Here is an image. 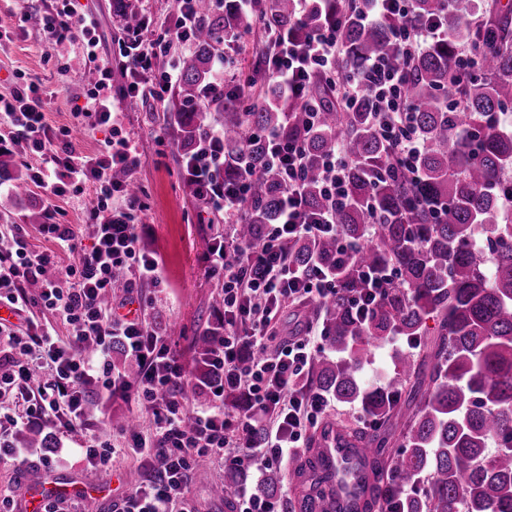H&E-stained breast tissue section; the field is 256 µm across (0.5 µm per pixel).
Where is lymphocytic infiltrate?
Here are the masks:
<instances>
[{
    "label": "lymphocytic infiltrate",
    "mask_w": 512,
    "mask_h": 512,
    "mask_svg": "<svg viewBox=\"0 0 512 512\" xmlns=\"http://www.w3.org/2000/svg\"><path fill=\"white\" fill-rule=\"evenodd\" d=\"M362 2L364 21L380 14L400 18L393 37L407 54L443 35L435 21L414 18V0ZM199 22L197 0H178L173 24L164 35L154 36L147 17L127 30L120 44L126 81L122 96L146 94L165 101L179 80V59L168 56L167 46L174 39L189 42ZM344 22V15H337L301 42L272 33L274 52L265 58L264 66L312 125L322 112L321 101L312 92L318 77L338 81L344 109L363 92L372 93L380 132L398 161L413 169L422 144L412 128L413 108L404 94L407 73L374 60L361 77L338 79V33ZM39 24L49 42L79 41L88 54H95L98 21L79 13L74 0H65L61 10L42 16ZM95 71L97 79L78 114L92 125L112 128L104 152L85 154L67 143L56 146L57 135L45 120L36 84H24L10 98H0V112L14 131V144L20 152L42 159L41 167L29 175L31 182L49 188L55 198L80 184L93 183L96 201L90 217L97 222L94 240L87 247L73 225L54 223L41 225L40 230L56 244V251L28 249L19 226L13 229L11 245L0 246V304L24 320L20 326L0 322V459L31 456V449L15 447L11 438L26 418L38 417L64 429L81 427L86 438L75 449V457L88 467L108 468L116 448L100 434L85 406L91 394L117 387L131 392L153 421L151 428L125 434L128 447L140 455L150 473L145 485L116 503L114 512H197L189 485L200 461L220 459L238 466L255 462L264 470L284 467L330 405L324 394L300 385L318 349V327L310 324L305 335L282 338L272 352L267 343L272 338L270 323L283 304H317L336 291L335 272L318 264L309 270L293 266L288 247L302 237L335 234L336 203L347 193L342 172L349 157L339 146L325 159L322 189L328 203L312 213L304 200L302 140L264 132L271 165L287 192L277 222L267 225L262 241L253 244L240 239L236 228L248 218L246 201L256 172L248 169L238 181L225 182L228 156L222 130L209 124L197 136L183 165L194 198L224 224L206 254L210 271L223 283L224 332L203 362L210 374L209 404L193 405L187 391L198 379L151 326L146 311L130 316L104 301L113 286L114 271H126L138 284L152 286L161 282L162 271L157 260L142 252L137 227L130 222L131 212L142 207L140 198L112 180L116 167L134 173L138 158L117 129L111 58L102 57ZM117 195L123 197L124 208L112 207ZM63 254L72 256V263L61 264ZM35 307L62 320L67 336H59L51 324L36 321L31 313ZM89 339L95 343L91 351L84 347ZM117 345L136 366V375L113 365L111 354ZM248 349L254 357L245 367L241 359ZM42 369L48 378L41 383L35 374ZM238 392L252 400L254 414L225 408V395ZM257 421L266 426L267 438L262 447L253 448L247 435Z\"/></svg>",
    "instance_id": "obj_1"
}]
</instances>
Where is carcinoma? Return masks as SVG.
Listing matches in <instances>:
<instances>
[{
    "label": "carcinoma",
    "instance_id": "cac0c4a2",
    "mask_svg": "<svg viewBox=\"0 0 512 512\" xmlns=\"http://www.w3.org/2000/svg\"><path fill=\"white\" fill-rule=\"evenodd\" d=\"M484 2H414L416 18H437L447 33L410 61L406 92L423 142L416 178L387 165L388 148L367 93L346 112L323 99L319 127L308 134L305 114L275 84L247 108L222 97L199 106L202 89L216 75V40L238 37L242 19L230 4L216 11L210 0L198 2L193 50L180 61L181 148L192 150L207 112L224 130L226 153L245 147L260 177L250 189V221L239 225V236L261 240L286 191L266 162L267 144L246 140L247 130H277L288 139L304 135L312 211L327 204L324 157L340 141L351 158L336 225L357 250L338 266L334 239L300 238L289 256L299 268L314 260L336 268V292L318 309L333 355L314 358L303 385L375 420L369 428L341 418L329 422L349 447L372 449V458L328 468L319 438L311 436L293 461L290 495H281L275 471L257 484L258 492L279 498L282 512H512V449L486 452L489 442L512 435V207L504 199L512 193V179L505 177L512 171V127L498 123L512 106V21L503 13L484 27L471 26ZM346 7L348 0H320L300 18L293 0H268L258 5L257 21L302 41ZM399 23L379 15L366 25L352 13L340 36L342 76L356 77L376 59L399 65L403 50L392 36ZM477 45L479 66L456 84L451 62L460 48ZM366 266L389 268L394 280L358 321L350 302L363 288L358 272ZM429 318L437 321L432 334L425 330ZM218 335L212 328L197 337L198 360ZM398 337L415 341L423 355L399 353L384 386L367 384L362 374L371 363L370 347ZM247 481L246 473L228 468L215 493L230 505Z\"/></svg>",
    "mask_w": 512,
    "mask_h": 512
}]
</instances>
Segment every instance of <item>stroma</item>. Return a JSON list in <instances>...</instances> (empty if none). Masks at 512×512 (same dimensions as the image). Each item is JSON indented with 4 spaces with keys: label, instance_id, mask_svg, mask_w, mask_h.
<instances>
[{
    "label": "stroma",
    "instance_id": "obj_1",
    "mask_svg": "<svg viewBox=\"0 0 512 512\" xmlns=\"http://www.w3.org/2000/svg\"><path fill=\"white\" fill-rule=\"evenodd\" d=\"M62 0H0V97H11L17 83L35 82L46 102V117L53 131L68 129V141L76 150L94 153L104 149L109 132L76 119L74 113L86 103L90 88L86 80L94 67L81 45L48 42L37 22L40 15L62 8ZM78 12L93 14L98 22L97 55H118L123 22L116 0H78ZM270 45L263 26L242 32L231 50L234 85L240 97L252 102L269 82L261 61ZM96 55V56H97ZM174 96L159 103L145 97L129 101L115 98L122 134L135 146L140 165L133 175L137 194L144 204L135 212L143 250L162 265L164 281L153 287L124 282L111 293L115 301L143 302L148 319L161 335L167 336L181 361L196 368L193 342L206 330L221 327L224 309L214 303L221 292L218 277L210 274L204 261L209 245L222 226L210 222L183 181L181 170L182 132L171 116ZM96 198L92 183L57 199L55 220L74 225L83 244H91L95 226L89 210ZM49 203L47 191L31 186L29 195H15L11 180L0 181V235L11 225H22L29 249H53L39 230ZM103 431H112L115 417L124 416L142 427H150L152 415L121 391L93 395L87 407ZM47 438L51 468H43L37 458L0 460V492L12 493L16 512H25L24 487L30 471H42L63 481L79 483L85 490L81 512H113L115 502L146 477V470L132 451L114 456L108 471L86 469L72 454L84 442L81 430H60L51 424L33 422L17 432L15 441L27 445L34 433ZM222 460L198 471L190 485V495L199 512H229L223 499L213 494L224 481Z\"/></svg>",
    "mask_w": 512,
    "mask_h": 512
}]
</instances>
